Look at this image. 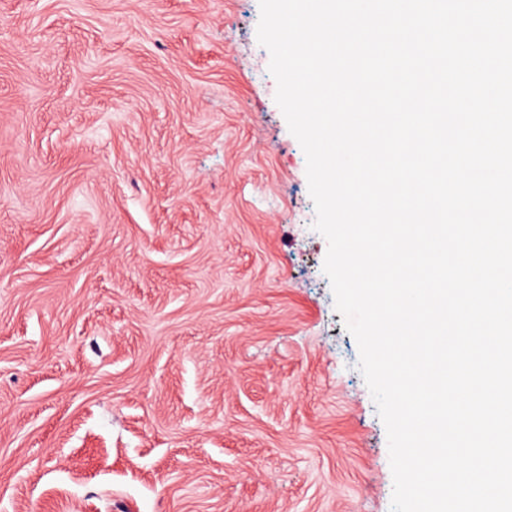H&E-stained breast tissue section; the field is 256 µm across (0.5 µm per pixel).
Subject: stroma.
<instances>
[{
	"label": "stroma",
	"mask_w": 512,
	"mask_h": 512,
	"mask_svg": "<svg viewBox=\"0 0 512 512\" xmlns=\"http://www.w3.org/2000/svg\"><path fill=\"white\" fill-rule=\"evenodd\" d=\"M259 0H0V512H391Z\"/></svg>",
	"instance_id": "1"
}]
</instances>
